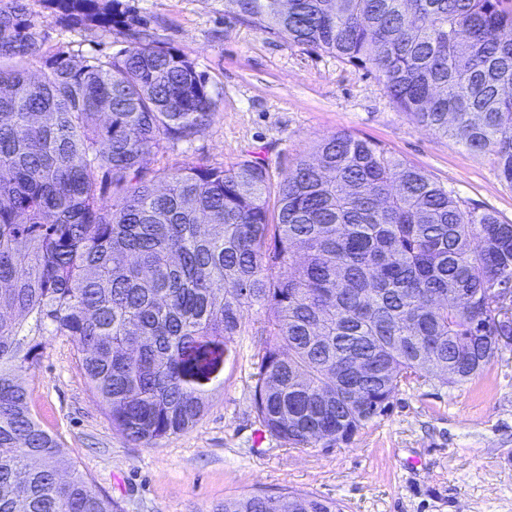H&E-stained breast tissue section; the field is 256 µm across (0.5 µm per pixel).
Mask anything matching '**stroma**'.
<instances>
[{"mask_svg":"<svg viewBox=\"0 0 512 512\" xmlns=\"http://www.w3.org/2000/svg\"><path fill=\"white\" fill-rule=\"evenodd\" d=\"M148 40L184 52L216 99L213 122L149 156L156 170L256 159L279 182L325 135L378 142L464 201L512 223V184L492 155L413 122L379 78L319 50L288 44L225 11L224 0H121ZM46 48L73 57L124 47V28H67L40 19ZM245 320L200 419L152 445L128 442L89 390L70 343L48 340L23 374L31 408L63 455L120 512H222L224 500L288 488L342 512H512V344L471 381L402 386L391 408L350 443L294 448L252 408L258 330Z\"/></svg>","mask_w":512,"mask_h":512,"instance_id":"1","label":"stroma"}]
</instances>
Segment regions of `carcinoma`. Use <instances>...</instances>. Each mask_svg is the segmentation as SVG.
<instances>
[{"label": "carcinoma", "instance_id": "1", "mask_svg": "<svg viewBox=\"0 0 512 512\" xmlns=\"http://www.w3.org/2000/svg\"><path fill=\"white\" fill-rule=\"evenodd\" d=\"M33 2L0 0V512H116L32 414L20 373L48 338L74 345L112 427L143 445L196 423L255 309L256 417L296 447L347 444L402 385L455 387L489 363L512 224L347 131L295 159L273 204L257 160L150 171L212 122L204 75L136 30L112 55L51 52ZM41 2L63 26L134 25L120 0ZM224 7L377 74L416 123L493 155L512 183V0ZM224 512L341 508L282 489Z\"/></svg>", "mask_w": 512, "mask_h": 512}]
</instances>
